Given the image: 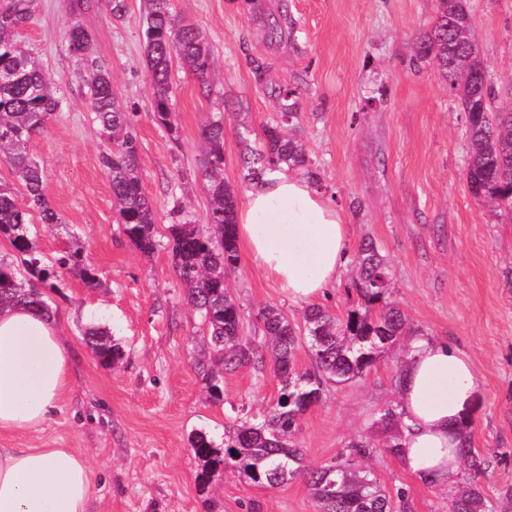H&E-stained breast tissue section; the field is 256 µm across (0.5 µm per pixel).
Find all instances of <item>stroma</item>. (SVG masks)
<instances>
[{"label": "stroma", "mask_w": 512, "mask_h": 512, "mask_svg": "<svg viewBox=\"0 0 512 512\" xmlns=\"http://www.w3.org/2000/svg\"><path fill=\"white\" fill-rule=\"evenodd\" d=\"M287 6L293 34L265 41L252 0H173L214 52L211 93L175 68L170 126L153 118L142 37L143 0L116 17L108 0L73 11L71 0H34L19 38L39 55L59 87L61 111L30 144L63 225L33 223L45 257L67 248L73 225L101 284L68 278L50 295L52 318L72 361L69 391L46 422L25 435H0V447L72 448L95 473L92 512H316L306 482L269 488L226 471L204 479L189 439L206 432L216 446L240 414L262 416L276 399L272 373L245 368L224 377V400H208L194 361L200 332L184 298L166 228L175 214L204 219L201 128L224 118V182L245 197L244 143L259 144L275 116L274 84L297 86L299 119L288 128L320 177V191L343 213L352 247L373 239L392 272V297L411 327L455 343L477 376L465 428L468 446L490 459L486 473L467 466L433 486L377 449L369 465L389 491L405 489L412 512H448L454 491L477 484L497 512H512V222L476 200L463 175L467 114L434 66H413L415 40L435 0H263ZM494 88L512 82V0H465ZM92 36V55L112 72L115 94L134 112L143 190L163 244L145 256L123 234L100 159L104 141L82 81L83 62L68 50L74 24ZM267 63L265 82L250 66ZM231 294L253 335L257 311L279 307L302 325L306 303L288 297L248 258L228 273ZM89 326L108 328L123 359L102 366L87 344ZM401 367L381 358L366 376L329 385L303 416L297 444L308 468L344 459L354 440L379 436L380 410L398 404Z\"/></svg>", "instance_id": "1"}]
</instances>
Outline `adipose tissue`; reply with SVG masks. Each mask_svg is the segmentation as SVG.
<instances>
[{
	"label": "adipose tissue",
	"mask_w": 512,
	"mask_h": 512,
	"mask_svg": "<svg viewBox=\"0 0 512 512\" xmlns=\"http://www.w3.org/2000/svg\"><path fill=\"white\" fill-rule=\"evenodd\" d=\"M236 237L252 264L307 301L335 283L350 250L343 214L302 176L280 171L253 184L237 209ZM400 380L406 425L401 460L431 484L459 466L476 391L471 362L445 340L415 336ZM70 385L58 326L29 308L0 311V431L43 423ZM93 471L70 448H0V512H90Z\"/></svg>",
	"instance_id": "obj_1"
}]
</instances>
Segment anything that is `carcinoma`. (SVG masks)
Instances as JSON below:
<instances>
[{
    "mask_svg": "<svg viewBox=\"0 0 512 512\" xmlns=\"http://www.w3.org/2000/svg\"><path fill=\"white\" fill-rule=\"evenodd\" d=\"M171 0H147L144 12V48L151 74L155 120L171 128L173 98L172 67L177 62L201 85L209 83L214 66L213 51L192 25L175 24ZM463 7L458 0H436L434 21L416 39L415 61H432L459 98L467 117L470 145L466 176L473 195L496 208L512 212V110L494 107L496 93L491 83L477 86L472 73L484 69L476 52L472 24L452 22L448 15ZM33 0H6L0 6V161L21 182L26 202L18 201L13 189L0 183V237L6 238L13 254L0 257V309L28 306L50 314L44 289H57L64 277L73 275L87 288L100 285L98 270L84 259L79 237L68 232L72 244L56 258L44 263L28 224L38 214L43 224H61V216L47 198L40 164L29 151L34 137L44 133L50 116L62 107L37 53L18 40L19 26L32 17ZM290 37V22L268 23L266 39L283 43ZM70 53L86 62L84 82L99 123V134L112 147L101 154L110 179L112 197L118 207L119 224L129 240L144 254L160 246L152 203L143 191L138 145L130 133L131 118L117 99L112 74L106 65L90 59L92 35L80 25L67 34ZM278 121L263 128L260 148H247L244 180L254 183L274 171H297L318 188L320 179L308 162L304 145L283 132L297 119L295 87L271 90ZM204 141L203 175L206 179L205 223L184 218L167 227L168 241L179 281L190 310L199 318L203 340L196 362L208 398L224 400V374L243 368L263 372L271 362L279 379V392L258 421L243 416L224 442V456L217 455L214 442L197 431L190 437L195 455L210 465V474L233 468L247 481L271 488L306 474L308 489L318 512H410L402 490L386 492L367 464L379 444L370 438L351 445L341 462L306 470L303 450L295 444L300 420L319 402L324 386L346 384L369 372L380 356L403 343L408 318L397 302L390 300L391 273L386 259L373 241L360 245L353 287L358 303L345 315H331L310 307L299 330L281 309L261 308L256 320L262 326L261 340L244 335L240 306L226 282L228 271L240 256L235 234L237 197L224 184V122L211 121L201 130ZM95 356L103 366L123 358L121 343L101 327L85 330ZM306 350L313 369L296 368L299 350ZM383 430L399 435L384 441L393 455H400L404 424L397 405L383 409L376 420ZM448 512H495L476 485L458 490Z\"/></svg>",
    "mask_w": 512,
    "mask_h": 512,
    "instance_id": "carcinoma-1",
    "label": "carcinoma"
}]
</instances>
